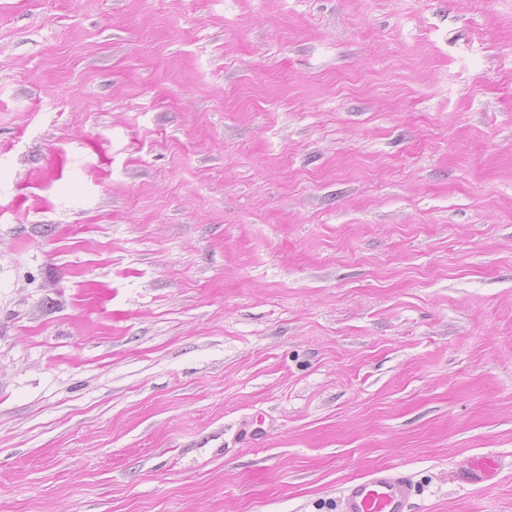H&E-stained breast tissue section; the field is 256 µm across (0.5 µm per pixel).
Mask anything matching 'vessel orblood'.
I'll return each instance as SVG.
<instances>
[{
  "mask_svg": "<svg viewBox=\"0 0 512 512\" xmlns=\"http://www.w3.org/2000/svg\"><path fill=\"white\" fill-rule=\"evenodd\" d=\"M500 468L494 457L476 455L460 469L457 478L470 485H488L497 479ZM412 495L409 476L379 467L341 489L338 512H412Z\"/></svg>",
  "mask_w": 512,
  "mask_h": 512,
  "instance_id": "obj_1",
  "label": "vessel or blood"
}]
</instances>
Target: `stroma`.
I'll return each instance as SVG.
<instances>
[{
    "label": "stroma",
    "mask_w": 512,
    "mask_h": 512,
    "mask_svg": "<svg viewBox=\"0 0 512 512\" xmlns=\"http://www.w3.org/2000/svg\"><path fill=\"white\" fill-rule=\"evenodd\" d=\"M381 466L512 512V0H0V512ZM500 468L501 463L494 457L476 455L460 469L457 479L470 485H488L497 479Z\"/></svg>",
    "instance_id": "1"
}]
</instances>
